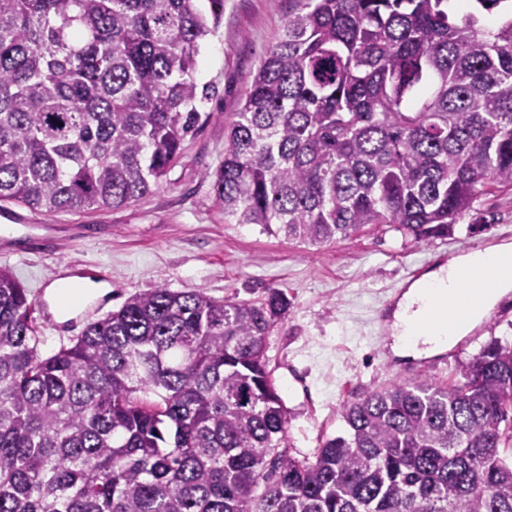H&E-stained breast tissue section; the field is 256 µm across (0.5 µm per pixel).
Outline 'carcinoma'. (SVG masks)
Instances as JSON below:
<instances>
[{"label":"carcinoma","instance_id":"obj_1","mask_svg":"<svg viewBox=\"0 0 512 512\" xmlns=\"http://www.w3.org/2000/svg\"><path fill=\"white\" fill-rule=\"evenodd\" d=\"M212 179L224 216L313 246L443 236L512 188V0H289ZM196 0H0V201L128 207L200 128ZM0 269V512H512V343L462 382L343 405L290 455L266 337L287 296L159 286L44 357Z\"/></svg>","mask_w":512,"mask_h":512}]
</instances>
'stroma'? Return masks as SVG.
<instances>
[{
    "label": "stroma",
    "instance_id": "1",
    "mask_svg": "<svg viewBox=\"0 0 512 512\" xmlns=\"http://www.w3.org/2000/svg\"><path fill=\"white\" fill-rule=\"evenodd\" d=\"M288 7V0H224L197 57L198 83L215 90L203 105L209 119L186 139L180 164L154 193L127 208L51 216L0 202V268L27 288L45 356L88 322L80 311L60 319L49 289L87 270L110 286L92 302L99 319L130 295L159 286L201 288L222 300H255L266 289H281L290 311L266 340L268 369L288 412L289 451L310 460L325 439L343 432L344 402L408 378L410 359L393 354L378 319L383 304L407 289L415 268L429 271L469 250L512 242V189L490 190L448 236L426 242L390 229L312 246L231 223L202 173L223 159L224 123L240 109ZM480 326L473 342L429 357L424 377L456 384L459 362L491 338L512 340V313L490 311Z\"/></svg>",
    "mask_w": 512,
    "mask_h": 512
}]
</instances>
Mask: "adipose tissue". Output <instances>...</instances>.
I'll return each mask as SVG.
<instances>
[{
    "label": "adipose tissue",
    "mask_w": 512,
    "mask_h": 512,
    "mask_svg": "<svg viewBox=\"0 0 512 512\" xmlns=\"http://www.w3.org/2000/svg\"><path fill=\"white\" fill-rule=\"evenodd\" d=\"M506 255L512 256V243L476 248L458 255L448 264L431 271L423 280L410 285L394 313L393 325L399 330L393 340L394 351L401 355L429 354L447 348L454 337L467 333L502 297L512 292V278L500 280L493 291L483 296L480 307L471 311L465 320L452 319L447 327L429 332L420 331L418 321L420 316L435 310L440 298L455 292L457 271H490L496 260Z\"/></svg>",
    "instance_id": "ef3b65f1"
}]
</instances>
